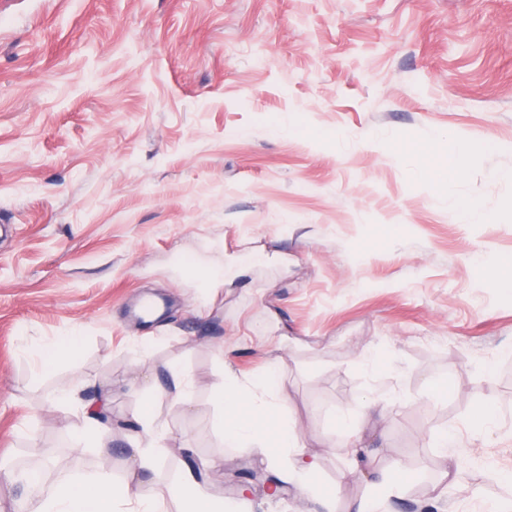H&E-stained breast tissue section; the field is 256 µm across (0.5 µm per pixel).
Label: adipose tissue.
I'll return each mask as SVG.
<instances>
[{"mask_svg": "<svg viewBox=\"0 0 512 512\" xmlns=\"http://www.w3.org/2000/svg\"><path fill=\"white\" fill-rule=\"evenodd\" d=\"M213 401L222 412L224 442L232 447L259 448L264 462L276 470L283 481L294 485L301 499L307 501L306 512H336L335 492L312 482L310 467L304 463L305 446L292 436L280 416L277 381L268 376L258 387L217 384ZM142 434L134 449L133 467L151 468L168 457L170 450L158 428L151 408H144L137 419ZM339 444L354 462L360 463V475H379L385 492L398 494L411 474L399 463L389 473L378 474L375 456L366 449L358 423L341 418ZM57 483L45 491L38 473L0 469V494L17 482H25L27 492L19 503L20 512H168V503L187 504L191 512H220L219 506L201 489L193 471L182 480L146 495L131 494L128 484L109 474L73 475L66 462L55 465Z\"/></svg>", "mask_w": 512, "mask_h": 512, "instance_id": "ef3b65f1", "label": "adipose tissue"}]
</instances>
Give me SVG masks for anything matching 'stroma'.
<instances>
[{
  "label": "stroma",
  "mask_w": 512,
  "mask_h": 512,
  "mask_svg": "<svg viewBox=\"0 0 512 512\" xmlns=\"http://www.w3.org/2000/svg\"><path fill=\"white\" fill-rule=\"evenodd\" d=\"M460 138L463 167L426 178L413 145ZM508 169L512 0H0V466L124 476L148 405L172 452L139 492L189 448L224 460L213 501L250 469L254 512H304L270 505L212 399L272 372L337 512L381 494L335 446L366 398L393 413L365 445L412 470L382 512H512V288L485 271L512 263ZM146 295L167 302L149 324ZM73 339L44 371L22 352ZM177 368L187 391L160 397ZM105 392L100 442L77 444Z\"/></svg>",
  "instance_id": "obj_1"
}]
</instances>
